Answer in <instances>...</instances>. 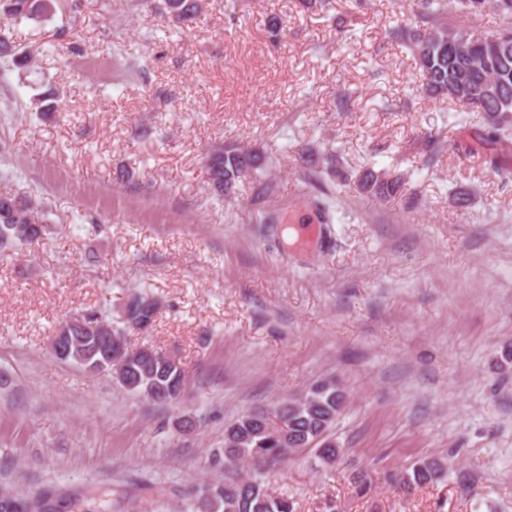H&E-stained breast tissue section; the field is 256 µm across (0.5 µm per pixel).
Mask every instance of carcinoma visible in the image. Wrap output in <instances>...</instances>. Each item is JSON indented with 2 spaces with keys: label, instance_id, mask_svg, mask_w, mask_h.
I'll return each mask as SVG.
<instances>
[{
  "label": "carcinoma",
  "instance_id": "carcinoma-1",
  "mask_svg": "<svg viewBox=\"0 0 512 512\" xmlns=\"http://www.w3.org/2000/svg\"><path fill=\"white\" fill-rule=\"evenodd\" d=\"M459 11L472 19L492 9L502 17L501 27L492 34H481L471 25L443 24L428 26L410 33L401 27L389 31L394 40L409 39L423 69L430 92L457 100L484 114L495 127L512 126V0H457ZM166 9L184 20L200 9L199 0H164ZM445 0H418L420 15L432 21L444 7ZM46 9V0H5L7 19L13 22L30 20ZM256 155L249 150H215L208 173L216 189L229 190L236 181L255 168ZM399 180L371 177L362 184L381 197L394 193ZM38 204L14 195L0 194V253L41 238L42 216ZM157 307L147 296H135L126 305L124 315L132 328H149L155 320ZM144 351L137 349L127 356L125 377L119 384L127 391L154 402H171L182 392L185 374L174 362L159 359L143 360ZM344 396L332 381L312 384L301 395L280 401L274 411L244 414L224 433V460L276 461L288 456L292 449L283 447L276 438L280 425L290 436L307 445H319L324 460L336 457V445L324 438L340 414ZM439 471L433 461L418 462L410 480L416 485L435 481ZM54 494L41 492L29 498H0V512H55ZM93 507L84 499L74 497L77 512H119L118 501L107 499L104 491L92 496ZM293 512L292 502L271 493L262 482L250 475L224 477V481L200 485L181 502L172 506L162 496L150 500L151 512Z\"/></svg>",
  "mask_w": 512,
  "mask_h": 512
}]
</instances>
